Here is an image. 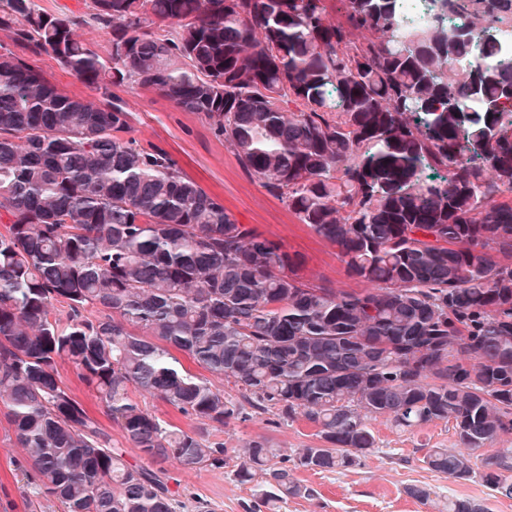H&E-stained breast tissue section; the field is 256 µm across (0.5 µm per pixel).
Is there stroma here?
Instances as JSON below:
<instances>
[{"mask_svg":"<svg viewBox=\"0 0 512 512\" xmlns=\"http://www.w3.org/2000/svg\"><path fill=\"white\" fill-rule=\"evenodd\" d=\"M39 4L51 14L85 17V24L77 30L82 42L101 53L109 48L111 29L89 19L92 0H39ZM0 46L11 49L69 95L97 103L108 99L124 106L131 135L140 145L165 152L184 174L221 200L239 223L250 225L297 256L305 279L341 290L359 288V281L347 276L335 247L269 195L241 167L223 137L203 115L185 111L157 93L136 87H113L105 95L92 91L50 55L15 43L10 32L0 30ZM371 427L377 446L361 466L333 473L295 470L297 480L312 488L314 494L288 499L281 512H435V500L443 497L475 499L484 502L488 512H512V499L493 496L480 479L459 482L420 468V449L453 448L451 424L436 422L395 432L380 418L372 421ZM215 437L230 448L265 437L287 454L317 443L314 429L306 421L276 425L267 415L229 421ZM26 467L23 448L0 416V512H62L59 501L37 493L34 481L25 474ZM163 469L178 502L177 512H197L202 502L209 512H245V503L253 498L251 486L240 485L221 471L187 470L170 462ZM410 484L428 489L429 500L408 496L405 488Z\"/></svg>","mask_w":512,"mask_h":512,"instance_id":"stroma-1","label":"stroma"}]
</instances>
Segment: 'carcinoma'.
I'll return each instance as SVG.
<instances>
[{
  "instance_id": "carcinoma-1",
  "label": "carcinoma",
  "mask_w": 512,
  "mask_h": 512,
  "mask_svg": "<svg viewBox=\"0 0 512 512\" xmlns=\"http://www.w3.org/2000/svg\"><path fill=\"white\" fill-rule=\"evenodd\" d=\"M345 2L335 20L326 0H93L112 28L102 55L78 39L80 17L0 0V29L89 88L149 89L204 115L365 284L305 281L298 258L130 137L123 106L64 94L0 52V406L64 512L175 508L61 361L129 447L157 465L231 464L267 512L311 495L294 469L361 465L378 417L452 422L456 449L419 462L512 498L511 452L474 462L512 433V61L495 60L512 0H433L405 27L400 0ZM249 408L310 423L319 445L290 459L264 437L213 440ZM438 512L487 509L458 498ZM58 370L62 381L71 388L74 396L90 410L95 412L99 421L112 438V447L124 448L125 457L131 463H138L144 467L154 470L160 467L141 458L139 453L133 448L127 447L120 428L101 412L102 403L100 402L97 392L78 380L75 370L71 364L67 362H60ZM139 399L144 407L153 412L160 419L170 422L182 430L190 431L197 426L195 420L182 416L171 406L155 400L147 394H144V396H141Z\"/></svg>"
}]
</instances>
